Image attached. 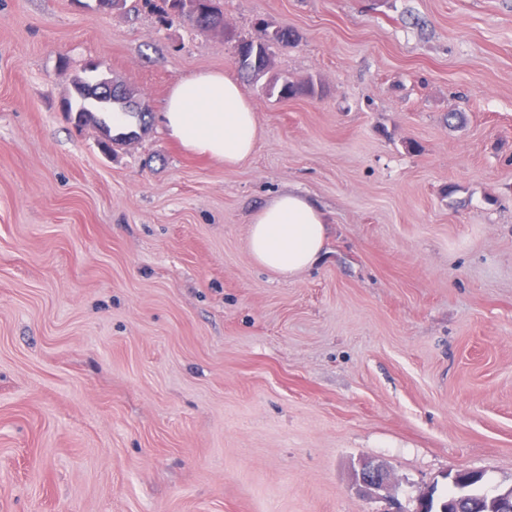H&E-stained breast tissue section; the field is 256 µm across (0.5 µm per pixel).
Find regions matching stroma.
I'll return each mask as SVG.
<instances>
[{
    "label": "stroma",
    "instance_id": "stroma-1",
    "mask_svg": "<svg viewBox=\"0 0 512 512\" xmlns=\"http://www.w3.org/2000/svg\"><path fill=\"white\" fill-rule=\"evenodd\" d=\"M222 2L240 36L294 30L271 73L322 88H246L262 134L232 168L160 120L180 80L239 79L224 29L0 0V512L512 488V0ZM81 79L123 83L147 128L104 149L64 110ZM289 188L326 242L285 280L248 238ZM367 460L389 483L364 496ZM265 90L268 95H276L280 99L314 97L320 93L319 86L313 80L298 82L289 80L288 77H271Z\"/></svg>",
    "mask_w": 512,
    "mask_h": 512
}]
</instances>
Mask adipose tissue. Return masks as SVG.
<instances>
[{
  "label": "adipose tissue",
  "instance_id": "1",
  "mask_svg": "<svg viewBox=\"0 0 512 512\" xmlns=\"http://www.w3.org/2000/svg\"><path fill=\"white\" fill-rule=\"evenodd\" d=\"M167 135L187 151L233 167L249 158L260 138V120L235 81L201 72L179 82L161 116ZM325 243L321 211L299 193L274 196L251 220L248 247L261 267L284 279L317 260Z\"/></svg>",
  "mask_w": 512,
  "mask_h": 512
}]
</instances>
